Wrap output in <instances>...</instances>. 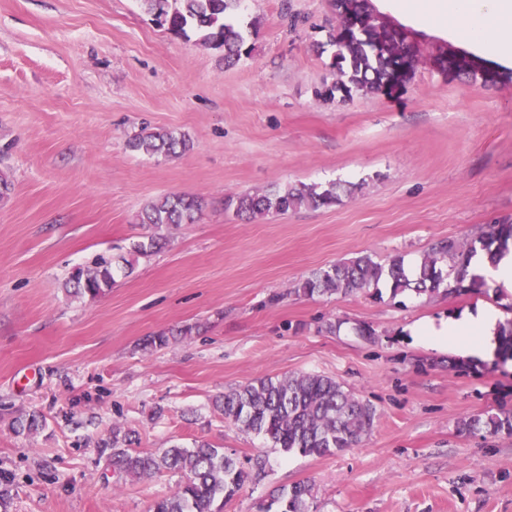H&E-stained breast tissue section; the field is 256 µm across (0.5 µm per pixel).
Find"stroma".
I'll list each match as a JSON object with an SVG mask.
<instances>
[{
	"label": "stroma",
	"mask_w": 512,
	"mask_h": 512,
	"mask_svg": "<svg viewBox=\"0 0 512 512\" xmlns=\"http://www.w3.org/2000/svg\"><path fill=\"white\" fill-rule=\"evenodd\" d=\"M234 18L251 52L228 67L140 0H0V174L12 184L0 201V512H148L176 492L178 473L114 472L104 442L116 424L141 452L205 440L241 463L266 453L265 475L224 512H258L299 482L309 512H512V434L457 430L512 406V360L452 371L448 352L411 332L482 306L510 319L512 294L489 283L461 296L297 291L344 259L410 266L438 241L512 223V81L441 71L454 44L409 27L422 61L398 92L320 98L334 79L333 0H243ZM144 125L193 147L133 152ZM333 182L359 190L250 221L224 205ZM173 194L202 199L195 223H137ZM153 236L164 248L116 273L106 295L65 292L75 266ZM162 330L168 346L146 348ZM306 373L375 407L359 445L285 454L214 406L254 379ZM32 411L44 430L16 434L14 417Z\"/></svg>",
	"instance_id": "1"
}]
</instances>
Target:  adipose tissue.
Listing matches in <instances>:
<instances>
[{"mask_svg":"<svg viewBox=\"0 0 512 512\" xmlns=\"http://www.w3.org/2000/svg\"><path fill=\"white\" fill-rule=\"evenodd\" d=\"M379 12L404 24L451 41L472 57L512 70V0H372ZM501 320L484 307L440 324L423 322L417 336L437 348H455L486 356Z\"/></svg>","mask_w":512,"mask_h":512,"instance_id":"adipose-tissue-1","label":"adipose tissue"}]
</instances>
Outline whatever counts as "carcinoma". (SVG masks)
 I'll return each mask as SVG.
<instances>
[{
  "mask_svg": "<svg viewBox=\"0 0 512 512\" xmlns=\"http://www.w3.org/2000/svg\"><path fill=\"white\" fill-rule=\"evenodd\" d=\"M157 23L175 35H187L192 29L200 34L202 44L224 51L228 64L249 54L243 33L225 21L226 14L235 10L241 0H141ZM339 17L349 12L362 15L365 25L360 31L348 34L337 28L333 43L336 46L333 68L336 79L318 91L320 97L341 94L349 98L354 91L379 93L389 74L390 58L376 52L381 41L408 59L415 69L421 58L407 42V37L384 23L374 21L367 0H334ZM134 151L151 156L170 157L192 147L184 133L171 130L152 132L141 129L128 142ZM336 185L318 190L315 185L301 183L246 193L228 200L236 213L250 218L268 214H286L301 208H321L336 204ZM202 210V200L194 196L170 195L149 205L138 215L140 224H192ZM512 240V224H492L489 231L475 240L441 241L426 254L420 263L406 269L404 259H392L387 264L361 254L312 272L298 287L306 296L349 294L378 290L384 284L392 295L406 290L417 294L462 295L479 288L483 281L470 273L471 260L483 253L493 261ZM161 248L160 239L138 242L132 247L131 258L114 266L112 259L98 255L90 264L74 269L64 283L67 292L80 298L94 300L112 288L114 274L133 273L136 258L149 256ZM499 354L512 359V321L499 327ZM224 419L237 428L263 437L270 447L286 454L322 457L343 451L361 441L371 429L376 410L357 398L335 379L301 374L281 378H258L226 392L214 401ZM43 426V417L29 413L13 422L18 434L34 435ZM484 429L490 433H512V409L500 408L484 417H469L458 422V431L467 433ZM138 442L136 433L112 429V466L125 476L148 478L167 469L186 475V482L172 496L154 502L150 512H223L224 501L243 488L249 475L265 473L267 458L257 454L249 458L252 473H247L224 449L201 440L186 448L173 445L160 453H141L132 450ZM311 488L296 483L277 497L278 512H308Z\"/></svg>",
  "mask_w": 512,
  "mask_h": 512,
  "instance_id": "cac0c4a2",
  "label": "carcinoma"
}]
</instances>
